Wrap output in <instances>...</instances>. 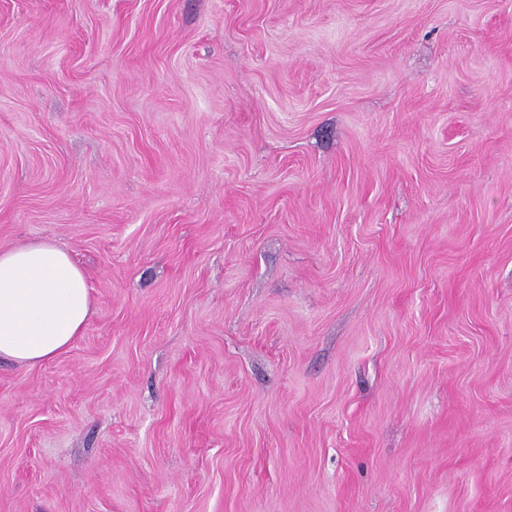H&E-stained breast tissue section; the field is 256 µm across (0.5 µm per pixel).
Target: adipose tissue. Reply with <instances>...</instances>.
<instances>
[{"instance_id": "ef3b65f1", "label": "adipose tissue", "mask_w": 512, "mask_h": 512, "mask_svg": "<svg viewBox=\"0 0 512 512\" xmlns=\"http://www.w3.org/2000/svg\"><path fill=\"white\" fill-rule=\"evenodd\" d=\"M91 308L83 270L54 241L0 250V358L54 360L82 335Z\"/></svg>"}]
</instances>
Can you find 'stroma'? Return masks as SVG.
Masks as SVG:
<instances>
[{
  "instance_id": "obj_1",
  "label": "stroma",
  "mask_w": 512,
  "mask_h": 512,
  "mask_svg": "<svg viewBox=\"0 0 512 512\" xmlns=\"http://www.w3.org/2000/svg\"><path fill=\"white\" fill-rule=\"evenodd\" d=\"M0 512H512V0H0ZM91 308L83 270L54 241L0 250V358L54 360L82 335Z\"/></svg>"
}]
</instances>
